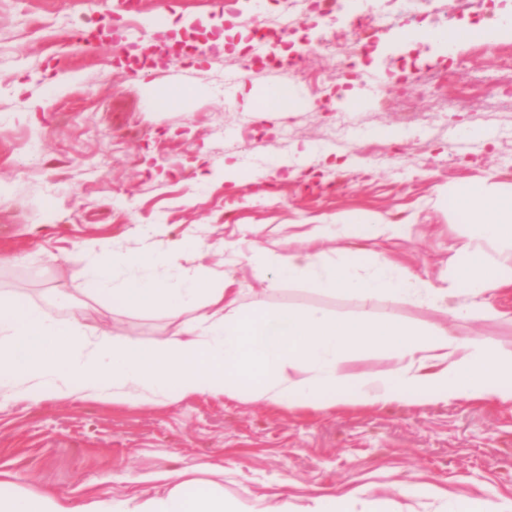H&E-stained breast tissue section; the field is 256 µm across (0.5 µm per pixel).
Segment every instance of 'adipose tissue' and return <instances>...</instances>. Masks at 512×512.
<instances>
[{"instance_id": "1", "label": "adipose tissue", "mask_w": 512, "mask_h": 512, "mask_svg": "<svg viewBox=\"0 0 512 512\" xmlns=\"http://www.w3.org/2000/svg\"><path fill=\"white\" fill-rule=\"evenodd\" d=\"M451 211L473 232L459 248L447 287L414 279L383 259L378 271L356 276L345 264L326 263L316 252L252 258L257 279L313 278L332 293L393 296L448 309L455 317L481 311V297L512 288V190L489 180L448 194ZM497 245L491 258L487 245ZM179 243H157L120 254L88 250L82 259L90 291L129 310L159 309L174 319L194 310L175 336L152 345L109 333L83 334L81 309L59 320L51 309L0 297V384L21 385V398L46 400L75 393L134 402L174 390L183 397H247L292 408L324 399L329 407L387 405L399 400L454 402L494 398L512 403V350L487 339L459 338L447 328H417L370 313L333 317L321 309L247 312L238 289L223 274L164 284L157 266L177 267ZM463 296L464 306L451 305ZM382 347L395 367L374 374L345 368L352 353ZM166 493L146 499H98L73 505L65 498L0 493V512H288L287 504L255 508L223 491L192 490L185 472L168 476Z\"/></svg>"}]
</instances>
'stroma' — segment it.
Instances as JSON below:
<instances>
[{
    "mask_svg": "<svg viewBox=\"0 0 512 512\" xmlns=\"http://www.w3.org/2000/svg\"><path fill=\"white\" fill-rule=\"evenodd\" d=\"M246 16L213 0H141L138 33L116 0H0V292L52 308L83 309L91 333L145 344L178 332L160 310L137 312L89 293L80 254L136 251L199 239L182 272L232 278L244 310L320 308L370 312L414 326L441 324L461 338L512 349V289L492 312L456 319L394 297L331 294L309 280L270 288L225 242L276 254L303 252L312 225L373 214L403 236L329 237L328 262L362 277L387 255L415 277L447 285L471 233L448 210L450 189L482 179L512 188V36L472 55L401 41L402 29L469 23L463 0H368L375 20L366 58L347 77L351 22L335 23V48L306 53L315 37L309 0H293L301 27L286 42H247L243 18L266 20L276 0H246ZM112 30L84 53L65 45L74 20ZM197 34L201 53L172 57L158 44ZM225 33L239 51L221 48ZM305 79L290 80L295 65ZM287 85L294 105L266 109ZM468 90L467 107L456 104ZM170 91L184 94L161 107ZM235 165L237 182L224 179ZM71 302H56L57 294ZM185 469L226 496L250 492L305 512L313 497L364 488L348 512H462L483 497L512 500V404L493 399L285 408L248 399L180 397L136 403L61 397L44 402L0 390V480L10 491L69 498L147 499Z\"/></svg>",
    "mask_w": 512,
    "mask_h": 512,
    "instance_id": "1",
    "label": "stroma"
}]
</instances>
